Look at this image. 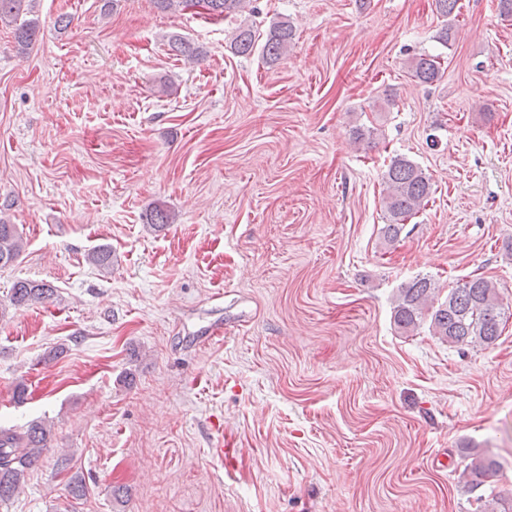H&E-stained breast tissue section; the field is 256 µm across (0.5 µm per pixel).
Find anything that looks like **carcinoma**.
I'll list each match as a JSON object with an SVG mask.
<instances>
[{
    "mask_svg": "<svg viewBox=\"0 0 512 512\" xmlns=\"http://www.w3.org/2000/svg\"><path fill=\"white\" fill-rule=\"evenodd\" d=\"M32 0H0V22L16 24L15 38L19 46L29 45L36 31L32 20L19 21L30 13ZM246 0H204L207 10L220 16L236 14L245 8ZM293 28L286 20L270 25L263 44L250 28H238L233 38L234 50L241 56L255 53L267 62H274L288 50ZM171 51L189 61L199 59L200 50L187 38L172 39ZM439 56L418 54L409 61L411 75L422 84H431L440 76ZM382 198L386 221L384 237L390 243L398 241L405 222L429 203L432 183L424 170L404 156H396L383 177ZM24 251V240L17 225L0 218V268L12 265ZM88 261L101 270L112 267V251L106 245L94 248ZM428 276H417L403 284L394 298L391 319L395 328L412 333L424 323L432 336L450 345L489 347L501 336V324L509 303L504 301L495 282L485 277H472L448 289ZM54 295L53 287L43 281L18 280L11 288V303L24 306L42 302ZM50 437V428L33 422L24 431L0 429V502L19 493L27 470L39 459ZM467 463L460 479L474 490L496 476L500 464L479 448L466 450Z\"/></svg>",
    "mask_w": 512,
    "mask_h": 512,
    "instance_id": "cac0c4a2",
    "label": "carcinoma"
}]
</instances>
